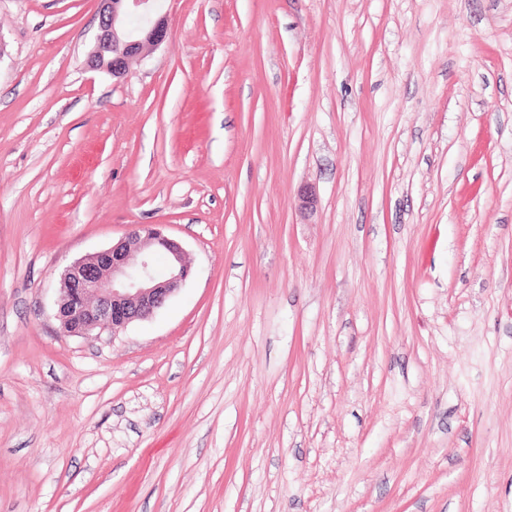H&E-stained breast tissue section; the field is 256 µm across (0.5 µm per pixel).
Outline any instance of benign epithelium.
<instances>
[{
	"instance_id": "7a95c632",
	"label": "benign epithelium",
	"mask_w": 512,
	"mask_h": 512,
	"mask_svg": "<svg viewBox=\"0 0 512 512\" xmlns=\"http://www.w3.org/2000/svg\"><path fill=\"white\" fill-rule=\"evenodd\" d=\"M99 33L86 68L120 79L131 64L159 47L167 34L165 17L155 0H98ZM168 257L165 274L154 257ZM190 275L182 244L152 224L137 226L117 244L74 261L60 275L55 318L68 335L86 336L97 329L116 334L135 321L151 318Z\"/></svg>"
}]
</instances>
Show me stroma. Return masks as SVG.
I'll use <instances>...</instances> for the list:
<instances>
[{
    "label": "stroma",
    "mask_w": 512,
    "mask_h": 512,
    "mask_svg": "<svg viewBox=\"0 0 512 512\" xmlns=\"http://www.w3.org/2000/svg\"><path fill=\"white\" fill-rule=\"evenodd\" d=\"M98 7L0 0V512H512V0H162L120 79ZM140 224L185 285L63 334ZM158 252L169 261L163 275L154 269ZM189 275L182 244L152 224L139 225L117 244L63 270L54 316L67 335L86 336L96 329L116 335L132 322L151 318Z\"/></svg>",
    "instance_id": "1"
}]
</instances>
